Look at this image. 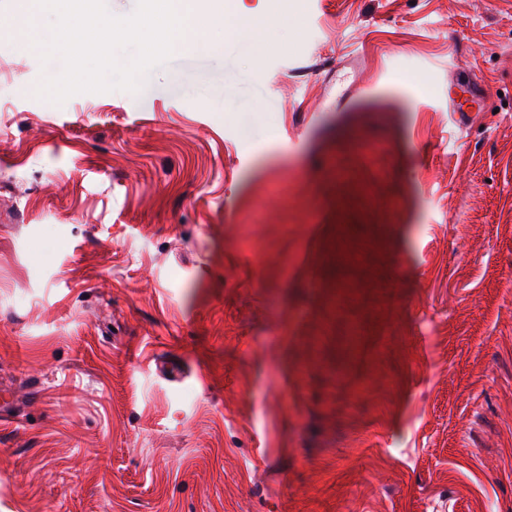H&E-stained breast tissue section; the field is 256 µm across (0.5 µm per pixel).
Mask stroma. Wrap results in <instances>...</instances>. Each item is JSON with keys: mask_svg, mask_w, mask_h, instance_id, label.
I'll use <instances>...</instances> for the list:
<instances>
[{"mask_svg": "<svg viewBox=\"0 0 512 512\" xmlns=\"http://www.w3.org/2000/svg\"><path fill=\"white\" fill-rule=\"evenodd\" d=\"M0 18V512H512V0H300L60 106Z\"/></svg>", "mask_w": 512, "mask_h": 512, "instance_id": "stroma-1", "label": "stroma"}]
</instances>
